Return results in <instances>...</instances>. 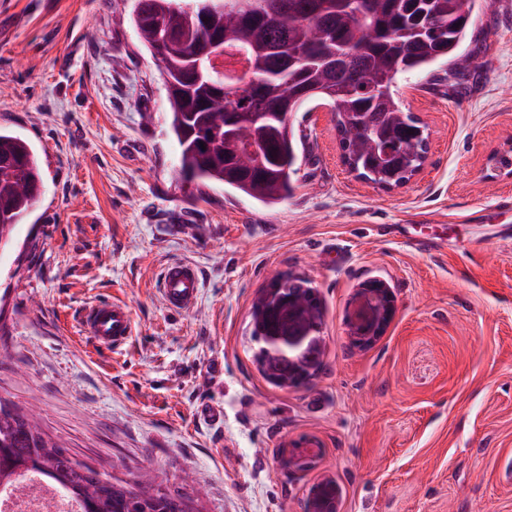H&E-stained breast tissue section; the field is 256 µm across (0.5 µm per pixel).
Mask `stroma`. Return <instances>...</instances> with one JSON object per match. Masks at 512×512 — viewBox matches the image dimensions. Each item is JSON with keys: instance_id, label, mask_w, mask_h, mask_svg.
Segmentation results:
<instances>
[{"instance_id": "1", "label": "stroma", "mask_w": 512, "mask_h": 512, "mask_svg": "<svg viewBox=\"0 0 512 512\" xmlns=\"http://www.w3.org/2000/svg\"><path fill=\"white\" fill-rule=\"evenodd\" d=\"M133 0H0V130L37 151L43 193L0 250V399L35 412L77 459L142 470L195 512H305L334 478L340 512H512V0H480L465 51L480 68L397 82L428 132L421 171L385 190L343 162L336 118L294 114L306 158L268 207L181 178L166 87ZM436 241L418 254L409 237ZM173 260L197 304L159 293ZM321 306L307 384L270 383L251 307L273 280ZM388 283L395 315L356 347L354 294ZM127 304L135 334L99 349L93 301ZM316 442L314 469L287 459ZM201 288L198 268L187 261L176 260L162 269L159 292L165 306L173 312H185L196 305Z\"/></svg>"}]
</instances>
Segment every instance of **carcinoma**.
<instances>
[{"mask_svg": "<svg viewBox=\"0 0 512 512\" xmlns=\"http://www.w3.org/2000/svg\"><path fill=\"white\" fill-rule=\"evenodd\" d=\"M206 0H135L132 18L152 56L163 54L171 129L179 147V174L199 183L218 182L266 205L293 195L303 152L292 116L314 100L330 104L342 119L362 123L363 140L342 143L361 174L378 183L420 165L426 137L418 120L396 99L399 78L439 64L465 69L462 51L474 25L475 0H267L259 17L206 15ZM227 34L247 52L253 77L263 81L260 101L241 94L233 111L261 112L254 134L268 155L260 173L244 174L234 161L236 144L217 89L196 76L194 55L211 34ZM43 191L42 169L21 136L0 131V246L13 237ZM277 324L270 315L253 327L264 354ZM35 471L64 488L81 512H188L181 495L166 492L143 475L110 477L75 459L51 441L37 422L0 399V480Z\"/></svg>", "mask_w": 512, "mask_h": 512, "instance_id": "carcinoma-1", "label": "carcinoma"}]
</instances>
